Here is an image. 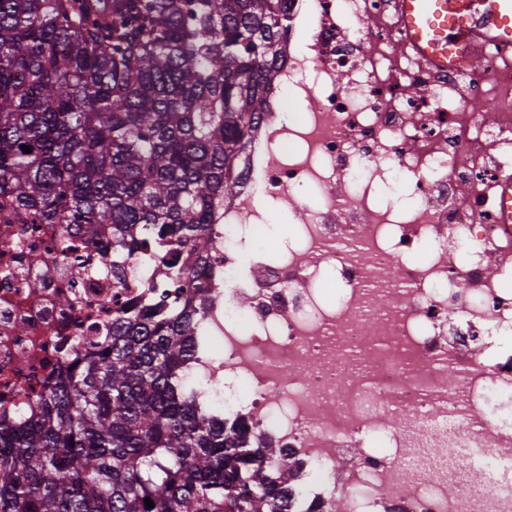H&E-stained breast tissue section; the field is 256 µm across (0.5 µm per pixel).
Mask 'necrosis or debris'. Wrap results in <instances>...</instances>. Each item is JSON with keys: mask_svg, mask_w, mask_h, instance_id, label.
I'll return each mask as SVG.
<instances>
[{"mask_svg": "<svg viewBox=\"0 0 512 512\" xmlns=\"http://www.w3.org/2000/svg\"><path fill=\"white\" fill-rule=\"evenodd\" d=\"M288 28L183 381L263 472L289 460L286 512H512V481L485 479L512 468V225L489 193L512 170V46L482 41L467 72L419 62L396 0H292ZM164 253L0 223V414L151 299Z\"/></svg>", "mask_w": 512, "mask_h": 512, "instance_id": "necrosis-or-debris-1", "label": "necrosis or debris"}]
</instances>
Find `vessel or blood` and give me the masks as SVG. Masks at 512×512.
I'll return each mask as SVG.
<instances>
[{"label":"vessel or blood","instance_id":"vessel-or-blood-1","mask_svg":"<svg viewBox=\"0 0 512 512\" xmlns=\"http://www.w3.org/2000/svg\"><path fill=\"white\" fill-rule=\"evenodd\" d=\"M400 25L419 60L470 67L483 39L512 44V0H397ZM499 223L512 225V173L498 184Z\"/></svg>","mask_w":512,"mask_h":512}]
</instances>
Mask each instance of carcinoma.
Listing matches in <instances>:
<instances>
[{"label":"carcinoma","mask_w":512,"mask_h":512,"mask_svg":"<svg viewBox=\"0 0 512 512\" xmlns=\"http://www.w3.org/2000/svg\"><path fill=\"white\" fill-rule=\"evenodd\" d=\"M288 2L0 0V211L71 224L91 248L156 236L162 287L202 277ZM168 297L122 309L25 422L0 420V512H282L255 449L185 388L196 310Z\"/></svg>","instance_id":"carcinoma-1"}]
</instances>
